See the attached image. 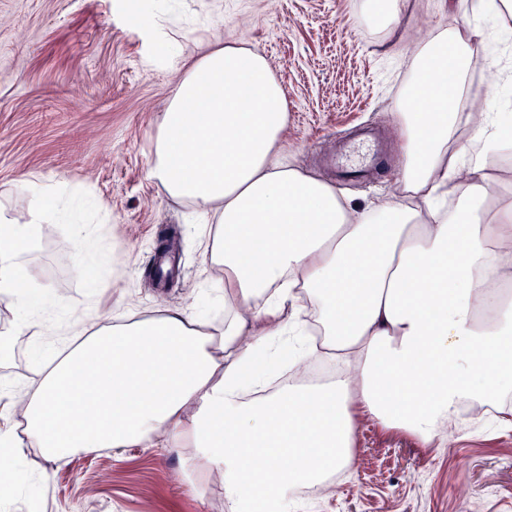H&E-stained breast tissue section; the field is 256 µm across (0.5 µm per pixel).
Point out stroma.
Returning a JSON list of instances; mask_svg holds the SVG:
<instances>
[{"mask_svg": "<svg viewBox=\"0 0 512 512\" xmlns=\"http://www.w3.org/2000/svg\"><path fill=\"white\" fill-rule=\"evenodd\" d=\"M474 0H399V18L373 20L366 0H177L168 35L181 65L155 52L161 33L135 24L125 0H0V203L25 221L21 178L64 180L91 193L78 275L64 261L72 225H41L26 260L36 281L66 301L63 334L14 338L0 362V392L37 386L41 361L79 333L74 317L110 322L166 305L220 309L217 275L202 262L189 208L147 177L156 119L184 64L215 45L262 53L288 100L282 158L335 185L354 203L398 200L404 157L394 104L409 90L423 49L440 29L476 20ZM487 23L464 79L473 111L512 117V88L488 74L512 69V17ZM375 131L382 162L366 182L337 180L325 158L342 138ZM30 481L0 512H227L217 472L194 484L167 448L78 449L58 460L26 449ZM288 512H512V428L459 431L425 448L413 436L359 419L349 466L319 499Z\"/></svg>", "mask_w": 512, "mask_h": 512, "instance_id": "obj_1", "label": "stroma"}]
</instances>
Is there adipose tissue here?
<instances>
[{"label": "adipose tissue", "instance_id": "obj_1", "mask_svg": "<svg viewBox=\"0 0 512 512\" xmlns=\"http://www.w3.org/2000/svg\"><path fill=\"white\" fill-rule=\"evenodd\" d=\"M480 26L439 31L395 106L404 203L359 206L280 159L288 101L258 51L218 46L185 67L152 140L148 176L202 216L204 262L222 275L224 319L188 307L100 325L35 390L0 407V499L29 482L18 460L80 448L162 446L186 477L215 471L224 502L284 506L305 481L348 467L367 417L429 446L461 407L512 427V202L492 198L473 144H499L491 112L457 109ZM462 189L456 206L449 190ZM25 223L0 209V297L14 332L62 299L35 287L22 256L39 224L65 213L64 182L31 184ZM303 372L341 362L313 390L262 395L257 361L281 344Z\"/></svg>", "mask_w": 512, "mask_h": 512}]
</instances>
